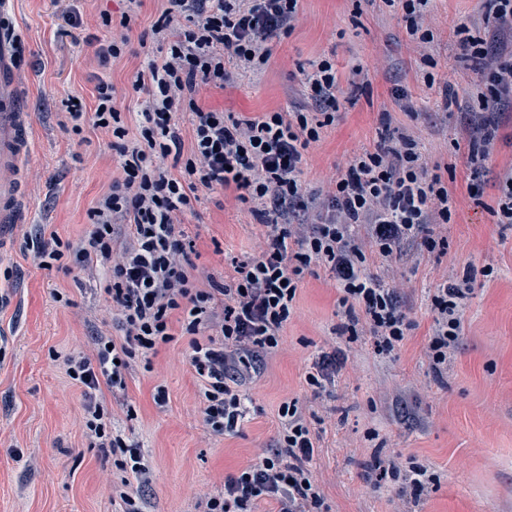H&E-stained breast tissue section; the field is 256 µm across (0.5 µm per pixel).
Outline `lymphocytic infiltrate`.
<instances>
[{
    "mask_svg": "<svg viewBox=\"0 0 512 512\" xmlns=\"http://www.w3.org/2000/svg\"><path fill=\"white\" fill-rule=\"evenodd\" d=\"M152 32L170 34L162 57H146L133 83L149 99L137 124L139 140L127 142L125 121L112 85L99 81L97 106L86 116L70 106L74 132L85 120L111 129L121 176L89 213L87 240L55 241L34 253L40 267L53 263L105 266L106 293L121 316V337L99 336L94 357L67 358L66 373L84 389L85 426L99 447L117 453L118 467L141 478L148 467L121 435L108 432L94 393L100 384L125 385L137 356L173 340L174 328L191 338L189 363L200 383L202 413L212 432L234 431L244 415V384L264 356L275 352L290 319L297 291L311 265L330 272L341 292L345 321L339 334L366 323L378 353L400 347L410 328L393 289L369 270L408 242L432 254L442 245L430 227L448 223L457 206L441 175L429 173L416 140L383 144L351 160L334 179L323 206L305 194L299 176L311 144L334 121L339 79L330 60L312 62L305 75L317 112H264L248 117L199 104L202 88H223L225 61L244 70L264 68L273 41L291 34L301 0H167ZM460 49L480 65L472 95L485 108L512 107V54L460 25ZM193 129L184 148L179 120ZM235 188L240 203H254L265 229V246L235 262L227 279L197 287L190 255L194 243L180 222L201 191ZM316 209L306 234H296L291 213ZM473 276L443 282L431 296L434 325L427 354L446 363L462 328L461 302ZM284 427L270 457L224 482L205 497L200 512H256L265 499L277 512H324L325 501L308 468L315 441L296 404H283Z\"/></svg>",
    "mask_w": 512,
    "mask_h": 512,
    "instance_id": "f902f5d3",
    "label": "lymphocytic infiltrate"
}]
</instances>
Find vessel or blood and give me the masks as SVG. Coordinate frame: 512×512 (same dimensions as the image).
Wrapping results in <instances>:
<instances>
[{
	"label": "vessel or blood",
	"instance_id": "1",
	"mask_svg": "<svg viewBox=\"0 0 512 512\" xmlns=\"http://www.w3.org/2000/svg\"><path fill=\"white\" fill-rule=\"evenodd\" d=\"M12 36L10 23L0 24V170L14 168L27 147ZM17 202V189L0 185V224L13 222Z\"/></svg>",
	"mask_w": 512,
	"mask_h": 512
}]
</instances>
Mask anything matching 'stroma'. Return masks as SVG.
<instances>
[{
    "mask_svg": "<svg viewBox=\"0 0 512 512\" xmlns=\"http://www.w3.org/2000/svg\"><path fill=\"white\" fill-rule=\"evenodd\" d=\"M16 34L17 78L24 95L29 149L19 173L15 221L0 226V512H118L112 481L121 472L87 436L82 388L65 373L71 355L93 356L95 338L121 333L120 316L104 292L101 265L42 269L31 243L87 239L88 212L119 177L110 131L66 126L69 99L86 112L97 106L98 78L111 82L121 111L139 112L144 93L132 83L146 55L165 43L152 26L165 0H5ZM75 11L79 28L62 35V14ZM485 0H432L425 24L433 42L411 41L401 11L385 0H302L294 31L272 45L262 70L239 75L227 65L224 89L205 88L201 105L255 116L313 112L304 73L328 58L340 76L338 108L321 141L308 151L301 177L307 192H326L330 176L371 150L383 132L418 141L428 169L439 170L459 199L447 224L434 227L444 252L420 257L405 244L372 272L384 276L411 323L392 353L380 354L366 326L356 341L337 335L340 293L329 272L314 266L296 296L295 313L278 350L260 363L245 390L248 409L239 428L213 433L201 414L199 384L188 358L189 336H175L139 358L126 387L97 393L114 428L139 448L151 480L131 482L144 512H197L201 496L220 492L238 474L275 450L279 408L296 402L315 432L310 468L329 512H512V224L491 210L497 176L512 166V112L499 116L491 156L479 172L481 204L466 187L473 171L462 136L460 104L478 74L462 56L455 28L467 20L488 37ZM129 27H121L123 15ZM127 35L121 57L100 68V41ZM437 62L428 68L423 56ZM434 83H425L426 74ZM456 100L446 102L444 87ZM234 189L202 193L183 222L195 241L198 286L233 273V263L259 253L264 229L236 201ZM491 276H482L484 267ZM477 272L464 301L462 335L447 367L434 370L426 346L434 315L428 291L443 280ZM62 293L68 304L54 300ZM342 350L344 367L321 395L305 381L321 353ZM165 402H156L157 389ZM401 469L418 463L434 480L418 499L377 480L376 462Z\"/></svg>",
    "mask_w": 512,
    "mask_h": 512,
    "instance_id": "35a3bbf8",
    "label": "stroma"
}]
</instances>
